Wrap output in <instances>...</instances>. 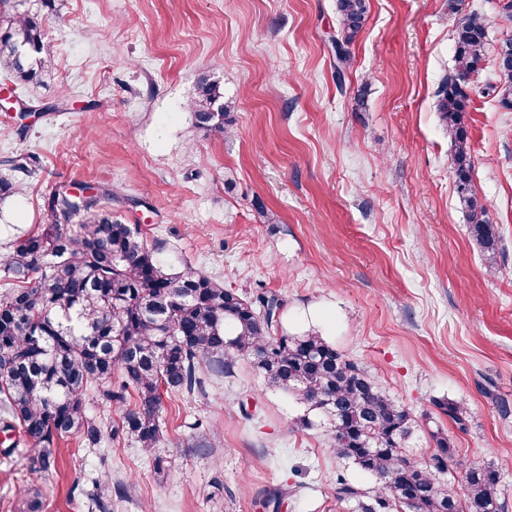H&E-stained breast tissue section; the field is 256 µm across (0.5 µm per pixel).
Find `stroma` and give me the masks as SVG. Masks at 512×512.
<instances>
[{"mask_svg":"<svg viewBox=\"0 0 512 512\" xmlns=\"http://www.w3.org/2000/svg\"><path fill=\"white\" fill-rule=\"evenodd\" d=\"M505 0H368L344 83L334 76L336 0H0L46 21L51 75L15 85L27 122L0 109V175L20 153L39 160L22 193L0 202V254L47 221L60 183L111 189L114 218L139 225L172 272L194 270L244 295L283 302L288 333L319 332L375 375L418 422L406 443L427 460L444 429L463 465H493L512 512V111L486 94L466 114L473 189L500 239L489 272L454 187L453 147L436 111L455 65L453 31L477 13L488 41L512 36ZM218 80L231 134L197 128L187 100ZM464 402L465 428L435 401ZM304 409L249 363L204 376V390L162 404L165 476L141 448L59 441L39 480L42 512H97L93 481L122 480L112 512H353L337 474L374 479L330 449ZM22 449L0 455V512L28 497Z\"/></svg>","mask_w":512,"mask_h":512,"instance_id":"stroma-1","label":"stroma"}]
</instances>
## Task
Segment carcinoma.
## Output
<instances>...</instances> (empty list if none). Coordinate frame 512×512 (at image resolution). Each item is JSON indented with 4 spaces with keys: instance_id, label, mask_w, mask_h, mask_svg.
<instances>
[{
    "instance_id": "carcinoma-1",
    "label": "carcinoma",
    "mask_w": 512,
    "mask_h": 512,
    "mask_svg": "<svg viewBox=\"0 0 512 512\" xmlns=\"http://www.w3.org/2000/svg\"><path fill=\"white\" fill-rule=\"evenodd\" d=\"M337 12L333 48L340 80L365 21L366 0H337ZM487 28L479 14L455 27L458 67L441 81L437 112L453 144L456 190L472 241L492 264L500 239L472 189L464 123L473 90L468 78L480 73L488 54ZM53 65L42 20L28 13L13 17L0 35L4 80H38ZM492 89L499 106L512 105V62L496 68ZM188 109L199 129L229 132L232 120L218 82L199 78ZM6 166L13 175L0 178L5 198L21 191L14 174H37V161L20 154ZM83 188L93 194L77 198L68 184L57 185L49 223L17 236L0 257V421L18 431L15 445H24L31 473L48 471L58 441L75 435L86 448L106 439L134 444L163 474V394L201 391L203 370L230 374L244 360L268 388L306 407L296 427H310L313 411L323 415L333 452L375 478L377 486L365 489L336 477V498L353 503L354 512H503L497 470L465 466L458 487L449 485L445 474L458 460L440 428L432 432L428 462L409 456L405 444L417 427L412 414L321 334L285 333L277 296L247 298L201 272L168 271L139 225L112 219V190ZM90 400L110 416L87 414ZM435 407L464 425L463 402L442 400Z\"/></svg>"
}]
</instances>
